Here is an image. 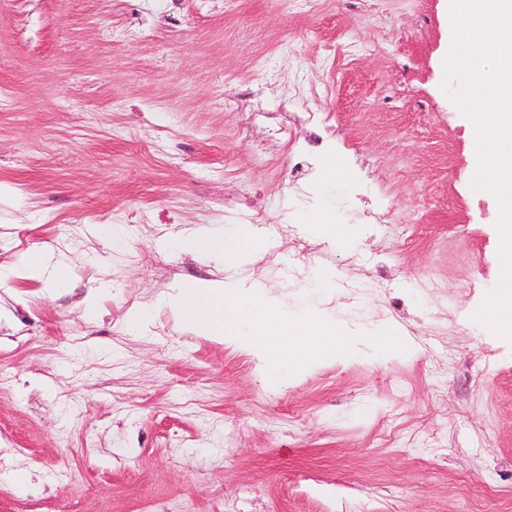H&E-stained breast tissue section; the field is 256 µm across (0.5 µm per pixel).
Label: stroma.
I'll return each mask as SVG.
<instances>
[{
  "mask_svg": "<svg viewBox=\"0 0 512 512\" xmlns=\"http://www.w3.org/2000/svg\"><path fill=\"white\" fill-rule=\"evenodd\" d=\"M448 5L0 0V265L42 250L74 272L0 285V450L32 483L0 478V512H512V343L472 319L499 206L441 88ZM310 112L326 125L274 135ZM201 230L268 248L198 257ZM187 280L255 281L410 347L271 385L161 304Z\"/></svg>",
  "mask_w": 512,
  "mask_h": 512,
  "instance_id": "35a3bbf8",
  "label": "stroma"
}]
</instances>
